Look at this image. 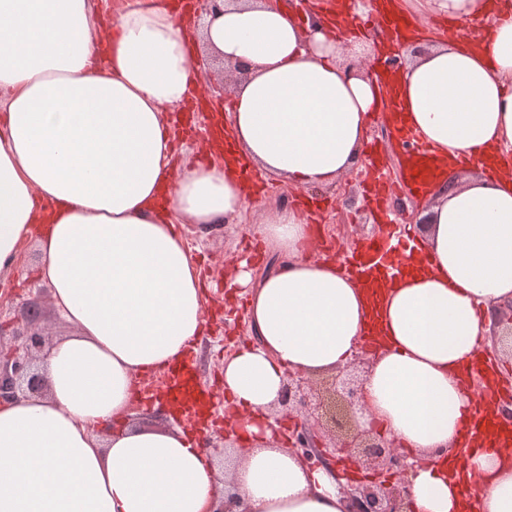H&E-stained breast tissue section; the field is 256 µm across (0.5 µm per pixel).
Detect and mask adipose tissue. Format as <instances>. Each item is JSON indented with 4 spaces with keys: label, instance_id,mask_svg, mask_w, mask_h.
I'll return each instance as SVG.
<instances>
[{
    "label": "adipose tissue",
    "instance_id": "adipose-tissue-1",
    "mask_svg": "<svg viewBox=\"0 0 512 512\" xmlns=\"http://www.w3.org/2000/svg\"><path fill=\"white\" fill-rule=\"evenodd\" d=\"M218 4L191 40L166 0H127L110 33L102 0H0V278L36 239L39 277L76 328L41 360L42 394L0 402V512H213L224 494L239 512H349L272 411L289 373L346 367L369 329L363 425L415 457L413 512H512V448L461 449L473 398L460 375L512 302V175L482 172L512 163V22L477 44L428 42L396 74L404 122L446 164L401 275L369 283L310 261L303 214L271 212L258 233L278 268L256 280L244 260L235 278L254 335L224 362L238 446L216 455L136 421L140 377L204 330L176 224H230L245 205L233 166L176 165L166 113L198 87L199 56L244 68L235 152L296 188L349 172L380 107L327 21L300 27L274 0Z\"/></svg>",
    "mask_w": 512,
    "mask_h": 512
}]
</instances>
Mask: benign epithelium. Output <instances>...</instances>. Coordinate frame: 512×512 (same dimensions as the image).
Wrapping results in <instances>:
<instances>
[{"instance_id": "benign-epithelium-1", "label": "benign epithelium", "mask_w": 512, "mask_h": 512, "mask_svg": "<svg viewBox=\"0 0 512 512\" xmlns=\"http://www.w3.org/2000/svg\"><path fill=\"white\" fill-rule=\"evenodd\" d=\"M42 348L38 332L13 335L9 354L0 359V401L18 400L43 389V378L35 371V353ZM359 355L334 375L322 390L309 385L299 374H288L277 407L289 413L315 417L330 428L316 432L304 428L294 435L291 447L302 449L303 457H323L327 449L334 451L340 462L337 472L344 473L351 465L365 466L370 478L351 482L349 495L352 512H411L406 486L401 476L409 465L386 437L364 428L367 416L364 400V376L358 374Z\"/></svg>"}]
</instances>
